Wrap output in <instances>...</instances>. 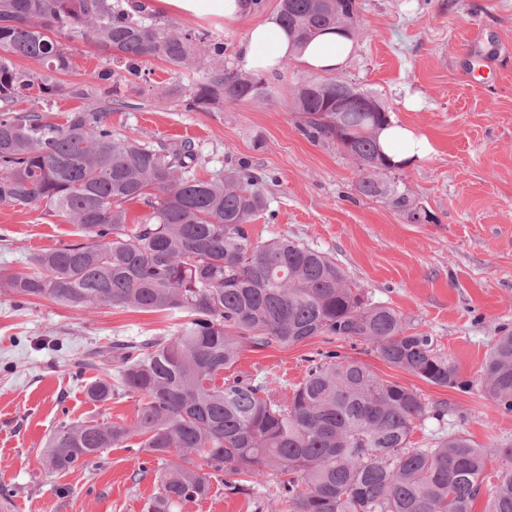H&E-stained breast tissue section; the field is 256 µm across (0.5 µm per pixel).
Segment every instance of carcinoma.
Returning <instances> with one entry per match:
<instances>
[{
	"instance_id": "cac0c4a2",
	"label": "carcinoma",
	"mask_w": 512,
	"mask_h": 512,
	"mask_svg": "<svg viewBox=\"0 0 512 512\" xmlns=\"http://www.w3.org/2000/svg\"><path fill=\"white\" fill-rule=\"evenodd\" d=\"M359 10V0H278L277 14L303 42L331 27L363 33ZM80 40L115 64L98 73L94 94L105 107L75 108L61 122L50 112L17 110L31 90L44 102L63 92L91 97L58 79L71 66L68 43ZM17 58L40 68H21ZM152 58L204 73L189 89L195 110L272 96L263 76L224 65V42L161 22L139 0H0V207L43 206L85 239L35 255L37 272L8 275L5 288L21 301L46 298L77 311L111 306L185 318L168 340L117 341L94 352L89 365L104 378L87 387V397L104 402L119 389L135 395L136 420L60 423L45 446L46 470L66 472L137 437L150 456L176 455L148 512L207 498L221 473L224 489L236 494L274 480L270 495L286 512H473L485 483V512H512V445L476 448L451 434L431 448L411 447L417 423L443 420L447 405H429L359 359L319 352L289 396L270 381L216 383L248 347L325 336L370 344L386 364L432 385L469 387L437 337L370 300L331 256L285 236L252 237L251 222L268 204L247 162L207 177L190 141L155 146L112 133L115 69L133 86ZM345 84L330 76L286 88L301 131L360 160V196L428 221L384 173L391 163L376 131L388 112L361 100L336 111V90ZM133 203L147 212L133 216ZM482 383L512 413L507 326L490 348ZM493 462L494 472L487 470Z\"/></svg>"
}]
</instances>
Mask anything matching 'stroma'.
<instances>
[{"label":"stroma","mask_w":512,"mask_h":512,"mask_svg":"<svg viewBox=\"0 0 512 512\" xmlns=\"http://www.w3.org/2000/svg\"><path fill=\"white\" fill-rule=\"evenodd\" d=\"M363 34L343 79L369 93L389 116L426 136L434 151L397 179L434 220L416 224L385 199L356 193L359 173L340 148L308 139L288 100L274 95L208 110L188 105V76L166 61L143 63L136 88H121L108 115L113 133L145 142L192 140L218 172L240 161L264 179L268 209L252 236L286 235L327 253L374 300L437 336L458 363L469 390L441 388L380 360L366 346L318 336L296 345L242 351L231 375L276 381L290 390L307 360L328 349L369 364L383 380L447 402L444 422L426 419L411 436L431 447L439 429L478 448L512 443V415L482 390V367L499 326L512 327V0H361ZM261 15L231 24L177 17L186 30L237 50ZM67 87L93 88L106 56L74 43ZM416 95L414 108L405 94ZM76 225L37 208L0 207V276L31 272L33 254L82 242ZM163 313L98 307L80 312L44 298L18 303L0 287V506L12 512H146L164 467L135 448L112 447L88 465L47 473L42 451L62 421L132 424L136 403L120 394L88 399L98 379L91 350L116 339L168 336ZM176 512H282L267 492L225 491L215 481L207 499Z\"/></svg>","instance_id":"35a3bbf8"}]
</instances>
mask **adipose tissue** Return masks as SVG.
Here are the masks:
<instances>
[{"label": "adipose tissue", "mask_w": 512, "mask_h": 512, "mask_svg": "<svg viewBox=\"0 0 512 512\" xmlns=\"http://www.w3.org/2000/svg\"><path fill=\"white\" fill-rule=\"evenodd\" d=\"M155 10L175 14L209 16L237 22L249 15L250 0H154ZM354 50V42L345 31H324L307 45H298L294 35L280 22L277 14L266 16L253 25L238 49L240 66L249 72L272 73L288 60L304 69L321 74L341 72ZM384 151L394 162L409 165L427 157L433 150L430 141L400 124H391L379 136Z\"/></svg>", "instance_id": "adipose-tissue-1"}]
</instances>
